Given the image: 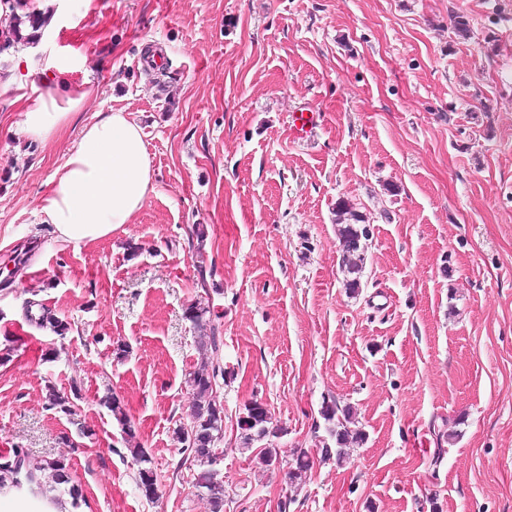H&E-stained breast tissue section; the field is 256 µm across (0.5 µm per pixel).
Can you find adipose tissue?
Returning a JSON list of instances; mask_svg holds the SVG:
<instances>
[{
	"label": "adipose tissue",
	"mask_w": 512,
	"mask_h": 512,
	"mask_svg": "<svg viewBox=\"0 0 512 512\" xmlns=\"http://www.w3.org/2000/svg\"><path fill=\"white\" fill-rule=\"evenodd\" d=\"M38 105L26 108L19 125L27 139L51 141L82 111L90 89L59 91L45 81ZM153 170L141 129L126 112L99 113L84 126L65 163L40 199L43 223L53 225L65 243L82 246L130 223L152 189Z\"/></svg>",
	"instance_id": "adipose-tissue-1"
}]
</instances>
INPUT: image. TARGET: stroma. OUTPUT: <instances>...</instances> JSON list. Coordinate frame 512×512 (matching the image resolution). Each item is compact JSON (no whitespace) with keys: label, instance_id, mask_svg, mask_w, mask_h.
Instances as JSON below:
<instances>
[{"label":"stroma","instance_id":"stroma-1","mask_svg":"<svg viewBox=\"0 0 512 512\" xmlns=\"http://www.w3.org/2000/svg\"><path fill=\"white\" fill-rule=\"evenodd\" d=\"M150 50L163 67L142 68ZM20 63L0 95V279L17 258L45 274L0 290V452L65 458L82 512H210L179 439L198 302L224 339V512H512V0H54L37 43L0 50V81ZM52 74L93 92L57 138L28 140L20 109ZM112 110L141 127L153 189L77 249L39 200ZM302 111L320 120L298 140ZM342 200L369 221L355 294ZM328 397L365 439L292 483ZM255 400L280 430L269 467L239 442Z\"/></svg>","mask_w":512,"mask_h":512}]
</instances>
